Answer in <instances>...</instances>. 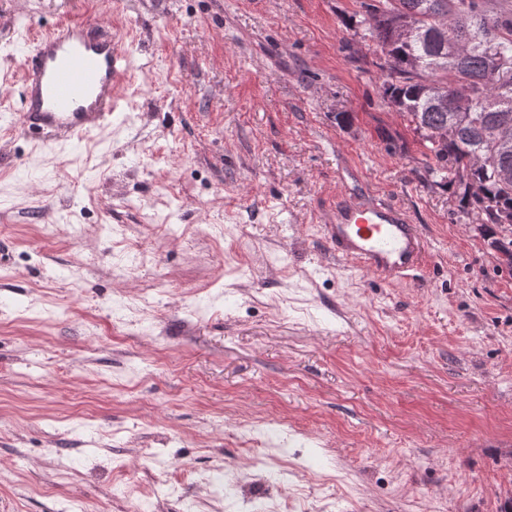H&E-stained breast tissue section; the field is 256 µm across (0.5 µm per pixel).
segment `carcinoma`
Returning <instances> with one entry per match:
<instances>
[{
	"mask_svg": "<svg viewBox=\"0 0 512 512\" xmlns=\"http://www.w3.org/2000/svg\"><path fill=\"white\" fill-rule=\"evenodd\" d=\"M365 36L384 54L383 89L433 157L430 175L462 189L461 205L498 229L491 246L512 268V0H361ZM410 35L401 39V30ZM448 107L434 104L438 90ZM448 126L436 141L432 128ZM480 184L472 194L469 182Z\"/></svg>",
	"mask_w": 512,
	"mask_h": 512,
	"instance_id": "1",
	"label": "carcinoma"
}]
</instances>
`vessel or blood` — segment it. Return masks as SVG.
<instances>
[{"instance_id":"obj_1","label":"vessel or blood","mask_w":512,"mask_h":512,"mask_svg":"<svg viewBox=\"0 0 512 512\" xmlns=\"http://www.w3.org/2000/svg\"><path fill=\"white\" fill-rule=\"evenodd\" d=\"M22 68L24 132L52 145L83 137L118 109L127 53L100 25L68 19L36 40ZM320 230L330 253L379 282L391 284L424 267L419 227L396 205L340 192Z\"/></svg>"}]
</instances>
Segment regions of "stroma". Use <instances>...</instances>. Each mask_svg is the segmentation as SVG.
<instances>
[{"instance_id": "1", "label": "stroma", "mask_w": 512, "mask_h": 512, "mask_svg": "<svg viewBox=\"0 0 512 512\" xmlns=\"http://www.w3.org/2000/svg\"><path fill=\"white\" fill-rule=\"evenodd\" d=\"M358 10L0 0V512H512V271L433 183ZM69 18L130 69L111 122L48 148L21 60ZM360 186L419 225L420 276L329 255Z\"/></svg>"}]
</instances>
